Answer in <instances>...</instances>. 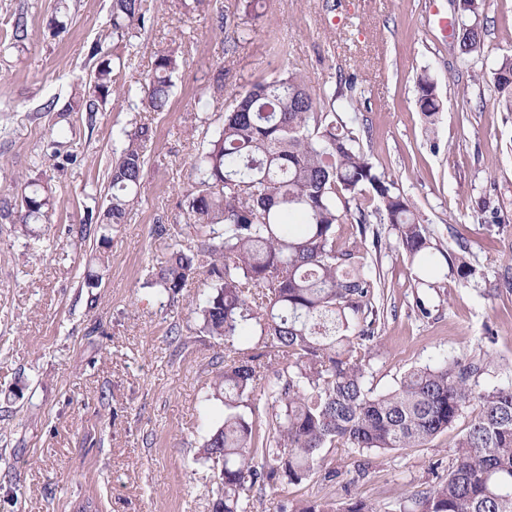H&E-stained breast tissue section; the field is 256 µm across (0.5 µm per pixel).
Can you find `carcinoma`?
<instances>
[{
	"label": "carcinoma",
	"instance_id": "carcinoma-1",
	"mask_svg": "<svg viewBox=\"0 0 512 512\" xmlns=\"http://www.w3.org/2000/svg\"><path fill=\"white\" fill-rule=\"evenodd\" d=\"M464 28L457 48L469 55L481 48L485 0H459ZM145 0H112V38L129 50L136 26L144 23ZM131 54H113L95 68L88 88L74 94L76 105L98 111L97 102L128 94L115 72ZM176 58L154 51L144 85L150 108L162 111L172 88ZM481 79L492 83L499 107L512 112V54L501 55ZM354 81L318 99L296 73L257 82L224 113L222 128L200 153L185 201L181 231L196 244L175 248L153 268L147 286L170 301L188 280L206 276V290L193 313L199 332L232 345L256 336L253 346L218 355L223 364L212 386L224 403L223 419L210 427L201 459L217 467L220 490L212 512H252L250 491L285 490L313 474L334 482L339 471L328 453L339 446L359 454L420 448L468 417L457 434L454 462L444 476L407 496L401 512H512V379L481 386L495 373L487 351L452 356L435 366L414 367L385 392L372 387L370 366L378 312V283L368 251L336 247V225L345 221L359 234L381 230L349 202L370 190L379 200L399 248L429 274L437 288L439 269L431 264L434 244L427 225L394 181L379 174L357 147L361 112ZM416 105L429 123L443 109L436 82H416ZM124 147L110 173V197L90 218L106 245L125 223L140 189L148 130L123 133ZM52 187L28 183L17 198L20 224L48 220ZM448 251L456 273L467 280L473 269ZM282 364L273 380L266 371ZM263 389L271 409L259 432L250 395ZM278 512H376L366 499L348 495L340 503L289 499Z\"/></svg>",
	"mask_w": 512,
	"mask_h": 512
}]
</instances>
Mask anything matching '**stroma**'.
Segmentation results:
<instances>
[{"label": "stroma", "instance_id": "obj_1", "mask_svg": "<svg viewBox=\"0 0 512 512\" xmlns=\"http://www.w3.org/2000/svg\"><path fill=\"white\" fill-rule=\"evenodd\" d=\"M111 0H0V207L25 181L48 175L50 223L21 235L0 218V512H212L218 471L198 454L223 405L211 399L223 340L197 333L189 280L174 302L144 282L187 238L158 236L182 221L191 165L251 84L286 72L315 97L353 77L360 147L396 183L440 248L463 240L475 273L443 268L437 289L393 231L372 255L383 293L371 350L372 383L387 390L408 369L478 349L512 377V112L475 76L512 53V0H487L481 50L460 54L437 24L450 0H147L138 55L123 70L125 99L96 113L67 105L112 47ZM66 29L55 33V21ZM25 37L14 41L15 23ZM178 67L164 111L143 102L153 53ZM445 102L435 124L416 106L421 74ZM222 92H215V82ZM145 127L141 190L102 248L82 234L109 193L122 132ZM101 281L86 273L99 251ZM455 431L422 448L371 455L366 477L351 448L330 457L340 475L289 486L294 499L359 493L396 512L451 466Z\"/></svg>", "mask_w": 512, "mask_h": 512}]
</instances>
